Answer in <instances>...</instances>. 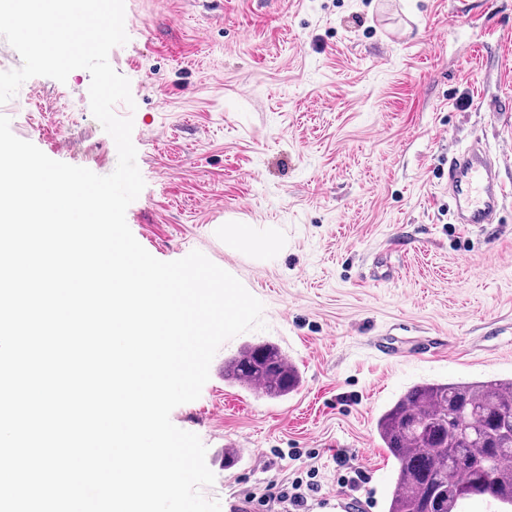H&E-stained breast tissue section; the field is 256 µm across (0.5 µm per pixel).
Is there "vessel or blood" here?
Masks as SVG:
<instances>
[{
  "mask_svg": "<svg viewBox=\"0 0 512 512\" xmlns=\"http://www.w3.org/2000/svg\"><path fill=\"white\" fill-rule=\"evenodd\" d=\"M448 191L455 199L461 223L493 224L507 187L499 179L496 162L477 142L453 158Z\"/></svg>",
  "mask_w": 512,
  "mask_h": 512,
  "instance_id": "b4317fda",
  "label": "vessel or blood"
}]
</instances>
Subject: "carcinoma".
Returning <instances> with one entry per match:
<instances>
[{
  "label": "carcinoma",
  "instance_id": "obj_1",
  "mask_svg": "<svg viewBox=\"0 0 512 512\" xmlns=\"http://www.w3.org/2000/svg\"><path fill=\"white\" fill-rule=\"evenodd\" d=\"M224 378L269 399L295 392V365L274 345L243 349L224 364ZM512 425V379L436 382L407 390L377 419L380 440L397 467L386 512H425L431 487L448 492L443 508L488 496L512 512V439L485 444L487 433ZM474 452L476 466L461 469L457 449Z\"/></svg>",
  "mask_w": 512,
  "mask_h": 512
}]
</instances>
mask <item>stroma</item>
<instances>
[{
	"mask_svg": "<svg viewBox=\"0 0 512 512\" xmlns=\"http://www.w3.org/2000/svg\"><path fill=\"white\" fill-rule=\"evenodd\" d=\"M125 29L109 62L136 103L114 107L145 181L130 230L162 261L201 251L264 305L265 329L224 342L171 413L206 447L202 495L236 512L314 466L309 512H385L379 415L418 383L512 378V197L470 226L448 197L476 139L512 187V0H125ZM90 82L30 78L0 114L51 159L110 174ZM235 225L246 238L225 242ZM256 344L287 351L296 392L225 381ZM342 454L368 475L355 509Z\"/></svg>",
	"mask_w": 512,
	"mask_h": 512,
	"instance_id": "obj_1",
	"label": "stroma"
}]
</instances>
